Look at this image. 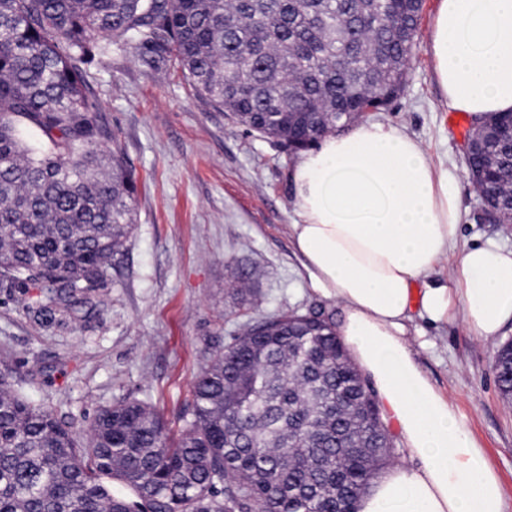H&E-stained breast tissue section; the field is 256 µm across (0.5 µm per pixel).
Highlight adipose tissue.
Listing matches in <instances>:
<instances>
[{"instance_id":"ef3b65f1","label":"adipose tissue","mask_w":512,"mask_h":512,"mask_svg":"<svg viewBox=\"0 0 512 512\" xmlns=\"http://www.w3.org/2000/svg\"><path fill=\"white\" fill-rule=\"evenodd\" d=\"M432 71L449 111L512 112V0H438ZM291 233L338 334L416 466L394 465L357 512H507L500 481L407 339L413 313L495 341L512 323V248H457V175L404 130L372 121L326 136L290 170ZM445 282L428 283L442 262Z\"/></svg>"}]
</instances>
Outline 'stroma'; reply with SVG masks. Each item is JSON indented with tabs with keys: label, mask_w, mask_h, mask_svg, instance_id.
<instances>
[{
	"label": "stroma",
	"mask_w": 512,
	"mask_h": 512,
	"mask_svg": "<svg viewBox=\"0 0 512 512\" xmlns=\"http://www.w3.org/2000/svg\"><path fill=\"white\" fill-rule=\"evenodd\" d=\"M437 0H424L402 92L366 120L416 139L454 167L463 210L459 244L494 240L512 248V224H484L451 112L441 104L428 52ZM90 72L105 101L97 118L137 183V223L113 258L105 306L62 331L31 323L17 297L0 292V365L27 395L83 428L99 406L152 402L177 421L213 339L229 343L238 322L285 309L342 319L315 291L290 234L294 156L235 124L189 90L180 69L144 50L113 51ZM415 357L448 396L482 448L512 506V403L492 372L497 344L462 321L440 328L415 319Z\"/></svg>",
	"instance_id": "obj_1"
}]
</instances>
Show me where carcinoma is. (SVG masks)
Instances as JSON below:
<instances>
[{
	"mask_svg": "<svg viewBox=\"0 0 512 512\" xmlns=\"http://www.w3.org/2000/svg\"><path fill=\"white\" fill-rule=\"evenodd\" d=\"M422 0H0V288L44 330L103 304L136 180L90 72L112 49L175 60L195 94L295 155L406 85ZM512 222V139L466 161ZM512 340L492 370L512 401ZM324 313L238 325L194 378L181 427L152 404L77 432L0 368V512H356L394 455Z\"/></svg>",
	"mask_w": 512,
	"mask_h": 512,
	"instance_id": "cac0c4a2",
	"label": "carcinoma"
}]
</instances>
